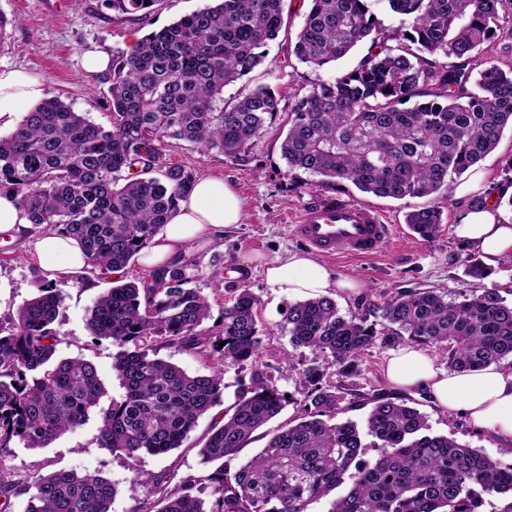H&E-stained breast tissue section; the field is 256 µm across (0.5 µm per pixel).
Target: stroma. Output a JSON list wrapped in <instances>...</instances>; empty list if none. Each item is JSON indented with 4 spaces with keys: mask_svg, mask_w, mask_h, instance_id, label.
Listing matches in <instances>:
<instances>
[{
    "mask_svg": "<svg viewBox=\"0 0 512 512\" xmlns=\"http://www.w3.org/2000/svg\"><path fill=\"white\" fill-rule=\"evenodd\" d=\"M208 3L209 0H162L158 11L144 22L112 10L105 0H0V13L11 21L4 42L0 43V66L23 68L39 76L48 95L61 96L74 111L86 113L95 123L106 126L110 123L106 106L108 84L103 75L82 68V53L93 48L111 55L125 52L129 30L149 33ZM309 6V0H286V25L278 39L270 43L263 62L251 74L225 87V98L232 99L267 84L291 100L305 93L310 85L330 80L336 71L356 65L360 58L356 52L332 69L311 68L289 53L288 42L302 26ZM286 118V113H279L277 125L255 143L253 168L249 171L239 169L216 150L188 143L163 148L166 163L183 166L199 177H224L242 202L241 223L226 228L222 238L205 248H190L186 260L191 265L192 287L198 288L210 302V317L204 327L212 338L222 335L224 304L235 289H250L259 298L257 315L264 335L262 352L256 361L226 368L221 402L198 420L180 448L163 455H142L138 472H131L125 459L99 447V423L92 417L46 448L32 449L17 441L0 447L1 483L20 490L31 486L36 476L56 470L96 474L116 486L111 512H141L143 503L158 498L153 477L166 476L174 487L187 476L212 471V463L203 460L199 450L212 424L231 412L254 374H262L285 394L297 395L299 382L287 372L284 352H293L296 361L306 365L320 363L322 357L303 348L292 350L287 333L280 329L281 308L291 303L292 298L267 284L265 265L288 253L303 251L293 226L305 203L325 194L326 189L319 177L306 173L286 175L278 139V124ZM471 185V176H464L438 198L437 204L443 210V231L437 239L426 242L405 224L403 202L364 194L352 184H344L342 197L380 212L392 226V237L384 252L376 256L323 257V264L333 273L360 286L359 293L337 298L341 313L355 310L364 301L378 300L390 288L476 293L496 288L512 301L511 265L501 264L482 281L466 274L470 250L456 236L454 227L466 199L464 190ZM42 232V227L33 225L23 235L0 239V323L9 322L39 283L53 281L63 296L55 324L59 332L57 357L90 361L107 397H120L124 390L112 373L116 348L109 340L93 338L87 329L90 308L112 288L113 279L93 275L84 268L50 275L35 252ZM390 353V348L374 346L360 362L357 375L344 379V387L355 398L346 412L347 418L364 422L370 410L368 397L383 391L395 401L425 414L432 433L447 435L493 460L512 464V441L495 436L460 414L441 409L426 390L394 389L384 372ZM137 473L142 476L138 482L133 479Z\"/></svg>",
    "mask_w": 512,
    "mask_h": 512,
    "instance_id": "stroma-1",
    "label": "stroma"
}]
</instances>
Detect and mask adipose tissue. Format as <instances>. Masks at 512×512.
I'll use <instances>...</instances> for the list:
<instances>
[{"label":"adipose tissue","mask_w":512,"mask_h":512,"mask_svg":"<svg viewBox=\"0 0 512 512\" xmlns=\"http://www.w3.org/2000/svg\"><path fill=\"white\" fill-rule=\"evenodd\" d=\"M45 97L42 79L18 68L0 67V128H15ZM241 220V202L223 178H199L163 231L143 251L142 262L151 269L167 265L185 257L188 246H206ZM454 232L488 267L512 258V224L501 222L496 209L461 213ZM35 249L51 272L86 265L78 241L52 229L37 240ZM266 281L282 292L306 298L335 297L357 289L355 282L334 276L317 259L299 252L271 262ZM385 375L398 388H427L441 408L461 413L499 438L512 440V364L449 373L436 368L426 352L403 348L388 359Z\"/></svg>","instance_id":"obj_1"}]
</instances>
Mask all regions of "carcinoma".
I'll use <instances>...</instances> for the list:
<instances>
[{
	"label": "carcinoma",
	"instance_id": "obj_1",
	"mask_svg": "<svg viewBox=\"0 0 512 512\" xmlns=\"http://www.w3.org/2000/svg\"><path fill=\"white\" fill-rule=\"evenodd\" d=\"M123 14L146 18L161 0H106ZM402 17L387 32L370 0H310L291 53L315 69L332 67L359 45L367 53L333 80L315 83L281 107L260 86L234 103L224 87L248 76L283 26V0H215L144 36L139 49L112 57L108 75L111 126L76 112L58 96L45 98L18 127L0 136V192H11L32 225L49 224L76 239L96 274L121 271L165 226L196 180L163 161L171 142L216 149L251 169L252 148L276 116L288 111L281 142L286 173L302 171L330 189L350 183L397 201L431 197L494 151L512 127V71L483 54L502 45L512 53V8L506 0H387ZM475 90H466L468 83ZM486 197L512 209V157ZM406 224L425 241L443 230L440 206L417 207ZM179 260L149 279L118 281L92 308L87 328L117 347L112 370L123 395H105L96 367L56 358L62 298L45 281L0 325V447L18 440L46 448L82 425L99 422V446L131 468L143 454L181 447L197 420L221 402L224 367L255 360L262 350L259 298L235 290L224 305L219 361L208 374H189L157 357L160 343L204 351L211 337L208 298L190 287ZM281 327L293 349L324 356L301 366L287 354L301 398L286 397L255 376L224 423L201 448L213 471L189 476L162 493L156 512H309L344 486L328 512H512V465H503L446 435L430 433L425 414L378 392L365 429L340 421L344 392L327 369L356 373L377 344L407 340L446 352L448 369L476 372L512 357V303L499 290L448 294L393 288L363 312L341 314L329 297L291 303ZM289 402L298 415L261 451L232 470L253 434ZM376 454L367 456V449ZM34 491L0 487V496L27 494L24 512H110L115 486L107 479L57 470L33 480ZM208 498H202L204 490Z\"/></svg>",
	"mask_w": 512,
	"mask_h": 512
}]
</instances>
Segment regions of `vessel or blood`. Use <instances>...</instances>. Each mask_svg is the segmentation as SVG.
I'll list each match as a JSON object with an SVG mask.
<instances>
[{
  "label": "vessel or blood",
  "instance_id": "b4317fda",
  "mask_svg": "<svg viewBox=\"0 0 512 512\" xmlns=\"http://www.w3.org/2000/svg\"><path fill=\"white\" fill-rule=\"evenodd\" d=\"M294 229L308 248L329 255H375L391 239V227L378 212L339 196L308 203Z\"/></svg>",
  "mask_w": 512,
  "mask_h": 512
}]
</instances>
